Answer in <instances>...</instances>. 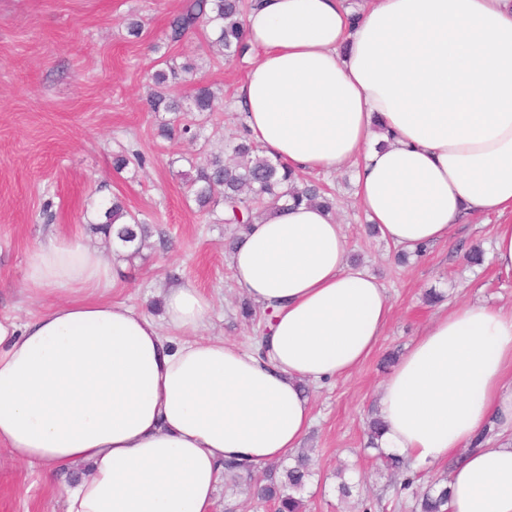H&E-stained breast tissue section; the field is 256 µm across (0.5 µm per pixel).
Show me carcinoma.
<instances>
[{"instance_id":"cac0c4a2","label":"carcinoma","mask_w":512,"mask_h":512,"mask_svg":"<svg viewBox=\"0 0 512 512\" xmlns=\"http://www.w3.org/2000/svg\"><path fill=\"white\" fill-rule=\"evenodd\" d=\"M248 0H190L184 10L168 24L166 39L178 43L192 33L198 24L206 30L209 46L226 62L242 56L247 50L244 16ZM197 67L190 61L179 63L165 60L164 67L155 70L147 96L149 110L165 113L170 118L160 121L159 133L164 138L178 135L191 141L201 136L197 117L215 112L217 92L213 87L195 79ZM188 193L198 210L215 216L217 224H233L236 234L228 244L234 249L241 234L269 206L286 197L296 204H318L336 210V199L328 188L314 180H305L282 162L265 155L261 145L251 140L244 127H239L232 157L210 153L200 157H184ZM95 209V230L110 235L116 224H126L117 239L131 250L140 253L148 237V224L128 209L118 196L102 199L92 205ZM386 470L402 477L400 490L411 491L415 512H445L448 502L447 479H436L426 486L417 483V475L399 455L380 454ZM313 476L308 452L301 451L292 466H280L270 471L266 483L253 492L261 503H270L274 512H307L300 492Z\"/></svg>"}]
</instances>
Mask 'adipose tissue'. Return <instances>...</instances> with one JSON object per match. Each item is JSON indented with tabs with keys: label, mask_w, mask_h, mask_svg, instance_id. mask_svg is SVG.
Returning a JSON list of instances; mask_svg holds the SVG:
<instances>
[{
	"label": "adipose tissue",
	"mask_w": 512,
	"mask_h": 512,
	"mask_svg": "<svg viewBox=\"0 0 512 512\" xmlns=\"http://www.w3.org/2000/svg\"><path fill=\"white\" fill-rule=\"evenodd\" d=\"M252 0L253 53L234 93L249 137L301 172H355L383 238L412 250L498 217L492 255L512 271V0ZM334 213L279 203L229 257L270 309L266 358L200 337L213 312L189 284L160 286L154 318L104 300L100 241L50 236L26 273L44 309L0 316V447L51 477L65 512H212L224 463L287 458L313 421L304 385L349 376L392 304L348 261ZM382 445L448 475V512H512V309L437 313L382 383Z\"/></svg>",
	"instance_id": "obj_1"
}]
</instances>
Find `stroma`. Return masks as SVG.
I'll use <instances>...</instances> for the list:
<instances>
[{
    "label": "stroma",
    "mask_w": 512,
    "mask_h": 512,
    "mask_svg": "<svg viewBox=\"0 0 512 512\" xmlns=\"http://www.w3.org/2000/svg\"><path fill=\"white\" fill-rule=\"evenodd\" d=\"M184 0H0V313L26 321L40 303L28 300L29 258L54 230L86 235L90 200L120 195L133 212L152 224L153 235L137 256L106 246L111 297L158 316L154 285L191 284L209 293L214 314L207 335L252 348L258 325L237 316L235 287L224 242L225 225L212 223L187 198L170 162L196 152L195 144L157 133L148 112V76L169 57L202 59L199 76L224 95L219 112L208 118L203 135L209 148L231 151L240 116L233 91L247 58L227 63L207 58L203 33L167 42L169 19ZM143 24L139 38L124 21ZM134 149L144 167L115 172L113 158ZM336 191L337 219L359 266L376 276L393 313L372 354L348 377L310 388L315 420L301 441L315 475L302 495L308 512H360L372 500L375 512H412L411 497L397 491L375 450L366 446L365 421L377 406L381 383L391 367L385 357L406 352L418 331L439 308L470 303L512 306V274L495 268L489 252L493 219L456 225L447 242L410 257L403 266L395 247L369 233L368 218L354 196V173L327 176ZM474 248L482 264L467 262ZM442 292L441 306L427 304V290ZM344 478H337V470ZM350 485L341 495L340 481ZM68 475L46 484L34 470L14 463L0 450V512H64L62 488Z\"/></svg>",
    "instance_id": "35a3bbf8"
}]
</instances>
